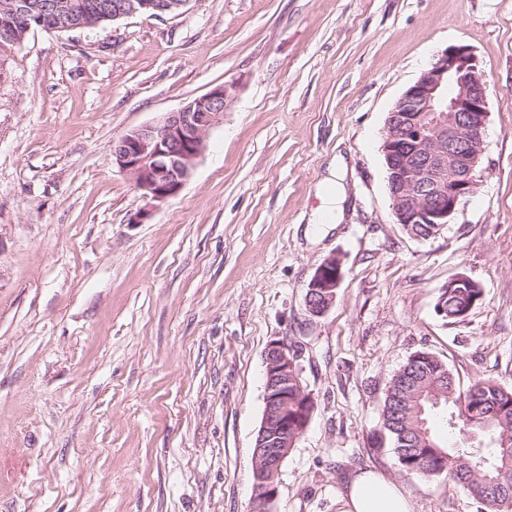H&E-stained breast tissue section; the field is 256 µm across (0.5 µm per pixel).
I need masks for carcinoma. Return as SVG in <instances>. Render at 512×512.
Returning <instances> with one entry per match:
<instances>
[{"mask_svg":"<svg viewBox=\"0 0 512 512\" xmlns=\"http://www.w3.org/2000/svg\"><path fill=\"white\" fill-rule=\"evenodd\" d=\"M78 13L103 27L112 23L119 0H67ZM52 26L49 16L35 11L30 28L19 27L13 41L0 39V82L7 79L5 61L27 40L29 32ZM448 320L464 319L483 299L473 279L441 289ZM446 412L448 424L464 437L487 439L483 446L442 443L432 432L431 416ZM372 447L393 449L403 471L430 478L446 475L466 495L478 500L484 512H512V386L487 377L461 390L448 362L428 351L410 355L386 387L379 434Z\"/></svg>","mask_w":512,"mask_h":512,"instance_id":"1","label":"carcinoma"}]
</instances>
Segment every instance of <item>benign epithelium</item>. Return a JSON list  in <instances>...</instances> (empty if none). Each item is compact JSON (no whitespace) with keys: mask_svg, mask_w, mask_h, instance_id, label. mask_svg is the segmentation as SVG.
Listing matches in <instances>:
<instances>
[{"mask_svg":"<svg viewBox=\"0 0 512 512\" xmlns=\"http://www.w3.org/2000/svg\"><path fill=\"white\" fill-rule=\"evenodd\" d=\"M191 0H125L113 20L156 11L178 15ZM25 19L12 5L0 12V36L7 37ZM486 75L466 45L448 47L410 86L389 112L381 150L388 176L392 213L399 224L445 227L462 201L479 187L488 121ZM229 89L217 85L150 125L133 128L112 143V164L126 173L147 202L135 217L140 224L153 208L180 193L205 149L208 132L224 117ZM342 265L332 255L307 284L306 306L320 316L332 305ZM298 350L271 341L265 351V418L255 459L253 501L257 512H273L281 466L288 457V435L306 431L314 397L299 391L288 413V370H300Z\"/></svg>","mask_w":512,"mask_h":512,"instance_id":"7a95c632","label":"benign epithelium"}]
</instances>
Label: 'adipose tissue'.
I'll return each mask as SVG.
<instances>
[{
    "mask_svg": "<svg viewBox=\"0 0 512 512\" xmlns=\"http://www.w3.org/2000/svg\"><path fill=\"white\" fill-rule=\"evenodd\" d=\"M340 502L342 512H412L397 485L371 470H361L350 477Z\"/></svg>",
    "mask_w": 512,
    "mask_h": 512,
    "instance_id": "ef3b65f1",
    "label": "adipose tissue"
}]
</instances>
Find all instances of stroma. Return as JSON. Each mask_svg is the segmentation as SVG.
Listing matches in <instances>:
<instances>
[{
    "mask_svg": "<svg viewBox=\"0 0 512 512\" xmlns=\"http://www.w3.org/2000/svg\"><path fill=\"white\" fill-rule=\"evenodd\" d=\"M451 45L487 74L475 195L434 238L397 224L388 113ZM0 83V512H254L265 350L300 353L316 401L274 512H341L352 474L412 512H481L447 477L373 451L417 351L462 385H512V0H190L176 17L37 30ZM230 87L181 192L145 202L112 164L128 130ZM343 160L340 223H315ZM343 278L311 315L329 256ZM464 273L484 296L435 304ZM342 265L332 255L321 263L307 284L306 306L310 314L320 316L332 305L340 282ZM450 284H452V282H448L447 288L441 289L437 300L445 296H448V299L445 297L443 301L439 302L438 310L441 314H448V321L462 320L480 301H482L483 288H481L480 283L473 278H471V281L468 283L456 285L453 288H450Z\"/></svg>",
    "mask_w": 512,
    "mask_h": 512,
    "instance_id": "stroma-1",
    "label": "stroma"
}]
</instances>
